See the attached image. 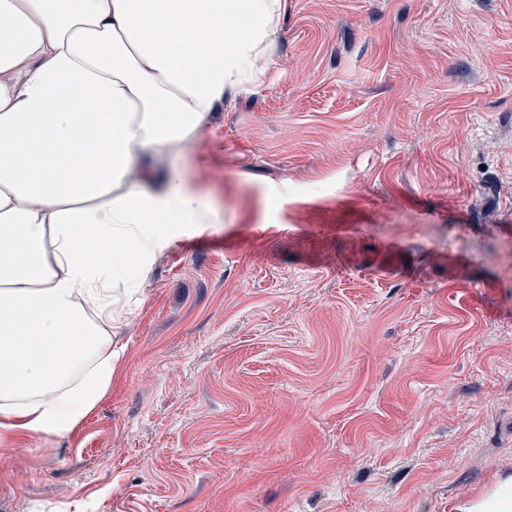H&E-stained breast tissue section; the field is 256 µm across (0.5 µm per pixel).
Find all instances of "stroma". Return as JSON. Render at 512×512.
<instances>
[{
	"mask_svg": "<svg viewBox=\"0 0 512 512\" xmlns=\"http://www.w3.org/2000/svg\"><path fill=\"white\" fill-rule=\"evenodd\" d=\"M177 165L112 383L0 512H461L512 477V0H282Z\"/></svg>",
	"mask_w": 512,
	"mask_h": 512,
	"instance_id": "1",
	"label": "stroma"
}]
</instances>
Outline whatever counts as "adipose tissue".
Masks as SVG:
<instances>
[{
    "label": "adipose tissue",
    "instance_id": "obj_1",
    "mask_svg": "<svg viewBox=\"0 0 512 512\" xmlns=\"http://www.w3.org/2000/svg\"><path fill=\"white\" fill-rule=\"evenodd\" d=\"M281 0H0V438L62 436L112 381V338L145 267L215 210L155 179L228 96L257 83ZM114 246L84 259L82 232Z\"/></svg>",
    "mask_w": 512,
    "mask_h": 512
}]
</instances>
